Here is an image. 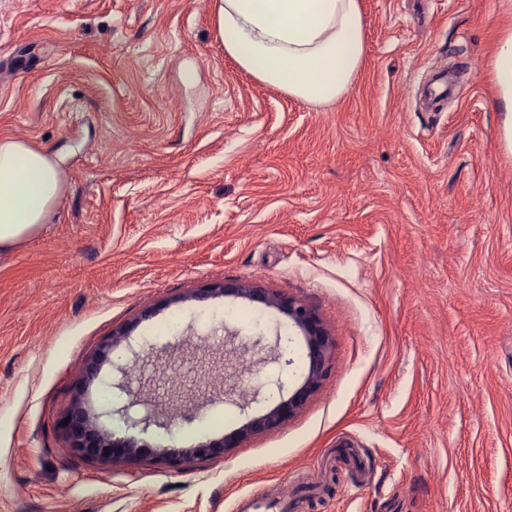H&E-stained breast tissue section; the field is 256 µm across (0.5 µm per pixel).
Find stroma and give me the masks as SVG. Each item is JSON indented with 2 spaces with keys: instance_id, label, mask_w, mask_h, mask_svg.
<instances>
[{
  "instance_id": "1",
  "label": "stroma",
  "mask_w": 512,
  "mask_h": 512,
  "mask_svg": "<svg viewBox=\"0 0 512 512\" xmlns=\"http://www.w3.org/2000/svg\"><path fill=\"white\" fill-rule=\"evenodd\" d=\"M365 63L334 105L288 97L225 55L212 0H0V138L62 155L49 224L0 256V512H512V142L494 79L512 0H361ZM455 70L456 98L418 90ZM239 280L313 308L331 369L303 408L173 472L90 461L74 402L125 435L101 390L143 352L160 395L208 392L141 440L188 448L304 378L279 310L189 298ZM149 307L157 313L140 320ZM133 323L97 379L82 365ZM288 338L224 399L229 333Z\"/></svg>"
}]
</instances>
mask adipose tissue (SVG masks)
Instances as JSON below:
<instances>
[{
  "label": "adipose tissue",
  "mask_w": 512,
  "mask_h": 512,
  "mask_svg": "<svg viewBox=\"0 0 512 512\" xmlns=\"http://www.w3.org/2000/svg\"><path fill=\"white\" fill-rule=\"evenodd\" d=\"M224 52L262 83L314 106L353 87L365 57L360 0H215ZM63 192L61 159L0 139V254L36 237Z\"/></svg>",
  "instance_id": "adipose-tissue-1"
}]
</instances>
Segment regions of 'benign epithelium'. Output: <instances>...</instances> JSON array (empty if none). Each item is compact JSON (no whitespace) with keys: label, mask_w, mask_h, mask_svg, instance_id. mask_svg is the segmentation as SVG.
<instances>
[{"label":"benign epithelium","mask_w":512,"mask_h":512,"mask_svg":"<svg viewBox=\"0 0 512 512\" xmlns=\"http://www.w3.org/2000/svg\"><path fill=\"white\" fill-rule=\"evenodd\" d=\"M219 296L246 298L253 303L275 307L288 316L306 340V375L303 383L294 389L288 398L281 400L267 413L248 420L237 431L220 440L201 443L193 448L157 450L139 444V441L132 436L117 437L111 432L100 429L93 422L88 411L75 403L58 421V427L69 440L71 448L90 459L112 463L157 456L169 467L181 470L192 459L222 456L227 449L236 447L241 440L283 424L305 404L326 379L330 368L331 339L317 313L284 294L274 293L259 285L238 280L203 283L192 292V297L201 300ZM132 328L131 324L122 325L112 331V336L101 341L97 351L84 364L85 381L89 382L98 376L100 364L107 353L125 339ZM279 347L280 340H275L274 346L271 347L264 344L263 338L259 337L249 345L233 348L227 356L240 358L248 353L264 351L266 356L262 358V362L269 360L278 362L282 358ZM111 387L117 393V399H126L125 403L112 409V413L120 416L126 424L132 427L140 426L144 431L152 425L160 428L168 427V422L160 419L154 405L151 404L152 397L145 386L134 387L128 368L116 367V375L112 378ZM260 394L261 389L257 388L253 390L251 398L247 399L238 393L237 385L234 383L224 388V399L241 409L255 402ZM169 400L180 406L183 420L191 422L200 404L203 403L204 397L196 394L185 397L176 392L170 395ZM136 406L145 408L143 415L135 417L131 414V410Z\"/></svg>","instance_id":"obj_1"}]
</instances>
